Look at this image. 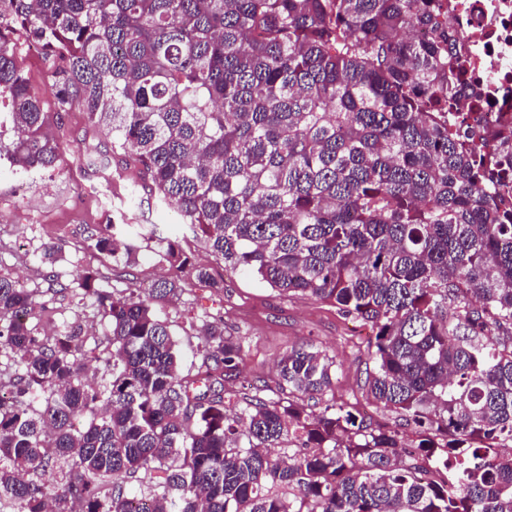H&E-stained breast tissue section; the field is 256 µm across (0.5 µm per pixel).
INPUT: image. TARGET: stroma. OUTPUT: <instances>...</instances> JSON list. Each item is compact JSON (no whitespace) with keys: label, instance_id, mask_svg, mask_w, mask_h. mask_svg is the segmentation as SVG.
I'll return each instance as SVG.
<instances>
[{"label":"stroma","instance_id":"1","mask_svg":"<svg viewBox=\"0 0 512 512\" xmlns=\"http://www.w3.org/2000/svg\"><path fill=\"white\" fill-rule=\"evenodd\" d=\"M55 135L62 144L55 170L24 173L0 161V275L23 280L38 289L45 304L41 328L78 322L88 337L101 334V318L82 301L76 287L86 268L99 269L107 288L145 289L152 281L172 276V268L157 258L151 242H143L136 266L116 267L109 255L92 250L87 237L108 219L148 233L150 228L176 240L191 264L182 274L180 296L160 311L183 342V367L199 363L200 328L213 318L223 319L228 334L244 348L240 377L253 385L277 380L276 362L295 345L307 343L336 359L334 394L337 401L383 419L361 395L358 384L366 368L367 343L363 324L334 305L284 294L249 274L226 267L196 238L178 215L149 192L141 190L134 166L111 164L112 138L106 129H86L84 114L72 108L64 114ZM56 244L62 256L55 264L42 261L45 246ZM207 266L223 289L199 282L192 266Z\"/></svg>","mask_w":512,"mask_h":512}]
</instances>
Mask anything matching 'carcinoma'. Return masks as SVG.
I'll return each instance as SVG.
<instances>
[{
    "label": "carcinoma",
    "instance_id": "1",
    "mask_svg": "<svg viewBox=\"0 0 512 512\" xmlns=\"http://www.w3.org/2000/svg\"><path fill=\"white\" fill-rule=\"evenodd\" d=\"M448 12L0 0V157L60 160L19 58L34 40L56 120L78 105L105 126L111 157L133 159L224 265L371 324L362 397L411 427L336 402V360L309 344L277 363L288 396L239 394L244 351L221 318L182 371L156 309L177 280L118 295L94 268L78 288L103 320L107 379L90 383L81 325L40 331L39 291L0 276V512H512V169L490 185L505 138L455 111L465 58ZM137 240L126 224L89 236L126 267Z\"/></svg>",
    "mask_w": 512,
    "mask_h": 512
}]
</instances>
